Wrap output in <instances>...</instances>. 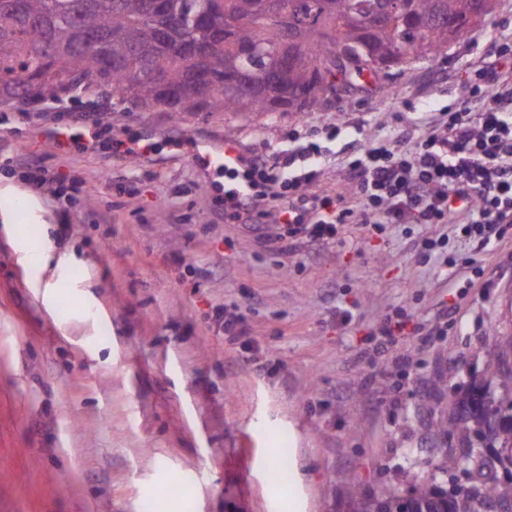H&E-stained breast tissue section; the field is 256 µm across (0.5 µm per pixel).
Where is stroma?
Instances as JSON below:
<instances>
[{"label":"stroma","instance_id":"35a3bbf8","mask_svg":"<svg viewBox=\"0 0 512 512\" xmlns=\"http://www.w3.org/2000/svg\"><path fill=\"white\" fill-rule=\"evenodd\" d=\"M504 33L512 0L435 60L338 80L305 112L0 100V512H358L360 494L404 491L457 385L512 349V229L479 251L450 237V273L421 250L433 224H345L273 251L278 225L226 222L224 175L194 150L268 156L287 130L330 124L392 133L397 112L465 96ZM64 126L79 139L61 148ZM116 134L156 151L112 160ZM33 165L80 192L54 199ZM230 314L246 336H225Z\"/></svg>","mask_w":512,"mask_h":512}]
</instances>
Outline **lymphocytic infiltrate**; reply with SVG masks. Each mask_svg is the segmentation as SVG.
I'll use <instances>...</instances> for the list:
<instances>
[{
    "mask_svg": "<svg viewBox=\"0 0 512 512\" xmlns=\"http://www.w3.org/2000/svg\"><path fill=\"white\" fill-rule=\"evenodd\" d=\"M492 55L471 92L448 108L401 122L396 139L347 145L351 191L312 190L323 141L343 133L335 124L291 130L289 149L274 157L240 158L224 172L225 220L257 226L274 215L285 227L270 242L277 251L335 240L341 224H451L485 247L512 225V42L494 40Z\"/></svg>",
    "mask_w": 512,
    "mask_h": 512,
    "instance_id": "1",
    "label": "lymphocytic infiltrate"
}]
</instances>
